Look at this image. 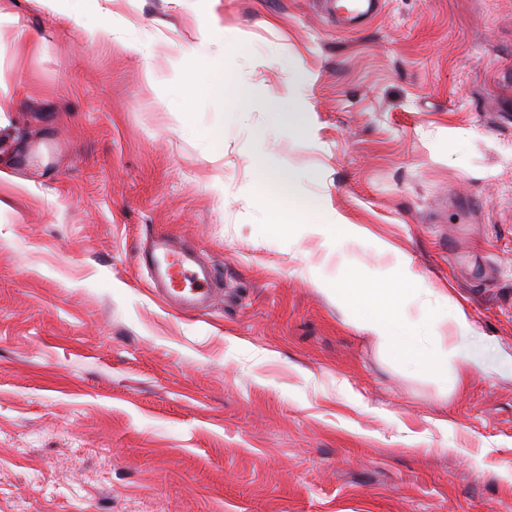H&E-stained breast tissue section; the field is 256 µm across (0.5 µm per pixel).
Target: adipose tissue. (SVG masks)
<instances>
[{
	"instance_id": "ef3b65f1",
	"label": "adipose tissue",
	"mask_w": 512,
	"mask_h": 512,
	"mask_svg": "<svg viewBox=\"0 0 512 512\" xmlns=\"http://www.w3.org/2000/svg\"><path fill=\"white\" fill-rule=\"evenodd\" d=\"M332 293L345 323L369 335L406 374L431 375L453 391L473 373L512 376V353L480 333L447 289L427 287L406 256H398L383 287H336Z\"/></svg>"
}]
</instances>
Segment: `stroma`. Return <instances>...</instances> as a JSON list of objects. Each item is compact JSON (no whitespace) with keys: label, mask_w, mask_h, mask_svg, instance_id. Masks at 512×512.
I'll use <instances>...</instances> for the list:
<instances>
[{"label":"stroma","mask_w":512,"mask_h":512,"mask_svg":"<svg viewBox=\"0 0 512 512\" xmlns=\"http://www.w3.org/2000/svg\"><path fill=\"white\" fill-rule=\"evenodd\" d=\"M0 6V512H512V377L440 399L308 278L383 279L387 242L512 351V0H382L352 32L322 0H83L91 42ZM300 70L309 134L276 119ZM285 173L369 237L268 227ZM160 231L208 307L153 292Z\"/></svg>","instance_id":"obj_1"}]
</instances>
